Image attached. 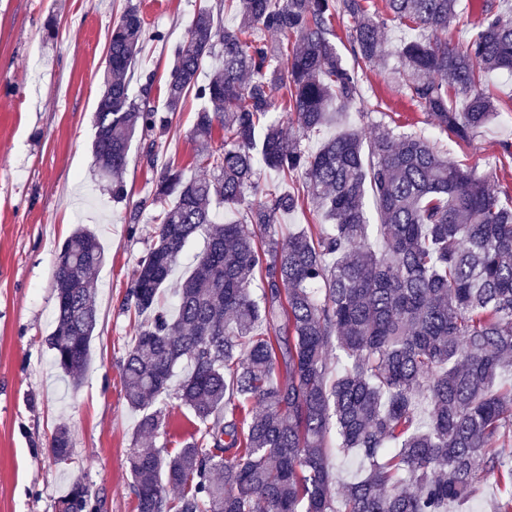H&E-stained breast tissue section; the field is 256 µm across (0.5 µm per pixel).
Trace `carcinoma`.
<instances>
[{
  "label": "carcinoma",
  "instance_id": "carcinoma-1",
  "mask_svg": "<svg viewBox=\"0 0 512 512\" xmlns=\"http://www.w3.org/2000/svg\"><path fill=\"white\" fill-rule=\"evenodd\" d=\"M461 0H385L419 32L400 50L410 100L457 142L490 124L499 107L480 71H512V8L476 4L466 45L448 44ZM237 26L203 9L176 49L164 111L191 92L201 100L193 135L208 177L158 165L165 117L151 105L154 75L131 95L145 37L139 7L112 24L92 145L94 163L126 197L123 173L135 137L157 172L151 196L130 210L139 222L158 208L155 241L139 258L122 309L137 319L121 365L140 413L139 433L165 435L161 397L193 414L195 434L166 455L128 457L137 512H448L496 494L490 512H512V203L486 180L448 163L421 136L381 127L364 143L351 128L308 152L302 138L337 123L361 97L359 70L386 64L385 19L363 0H224ZM352 20L354 64L336 50L330 20ZM291 35L282 50L265 36ZM219 71L199 82L206 58ZM463 97L461 110L451 95ZM301 136L288 138L283 124ZM224 140L211 146L215 128ZM302 192L259 183L261 169ZM260 199L237 221L217 224L212 204ZM372 194L381 223L371 224ZM308 206L321 218L280 242V219ZM205 235L171 313L160 304L190 239ZM104 248L79 228L62 244L53 282V363L80 384L98 323L93 279ZM262 279L261 295L252 284ZM282 362L285 380L276 375ZM57 426L56 459L71 455ZM357 456L360 476L335 482L333 459ZM177 490L173 498L168 490ZM64 512H102L73 481Z\"/></svg>",
  "mask_w": 512,
  "mask_h": 512
}]
</instances>
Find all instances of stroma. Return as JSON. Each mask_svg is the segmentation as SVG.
<instances>
[{"instance_id":"35a3bbf8","label":"stroma","mask_w":512,"mask_h":512,"mask_svg":"<svg viewBox=\"0 0 512 512\" xmlns=\"http://www.w3.org/2000/svg\"><path fill=\"white\" fill-rule=\"evenodd\" d=\"M147 37L136 70L154 76L163 106L176 47L194 15L218 0H135ZM125 0H0V512H56L66 486L83 480L102 512H137L127 459L140 414L126 399L121 365L134 319L121 308L138 259L155 236V208L129 225L130 208L149 197L156 171L132 146L125 200L114 201L94 166V113L112 23ZM409 35L385 30L387 64L361 74V101L347 125L366 131L384 123L427 137L449 162L512 193V73L483 76L500 102L497 120L469 143L454 144L406 95L396 52ZM200 103L186 97L157 142L160 161L186 177L203 175L192 137ZM94 230L105 249L95 276L99 321L79 388L54 366L46 338L55 327L53 266L78 226ZM72 453L55 461L49 449L59 424Z\"/></svg>"}]
</instances>
